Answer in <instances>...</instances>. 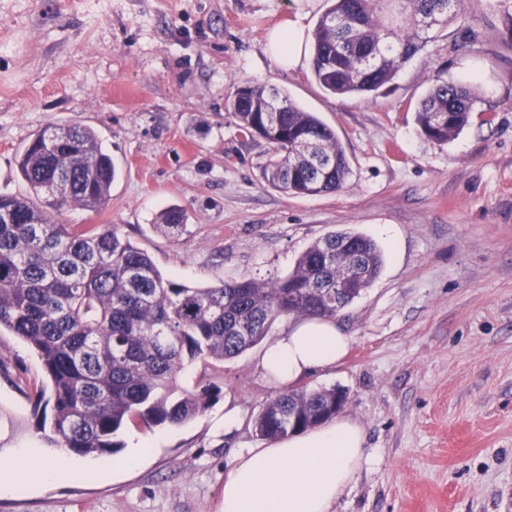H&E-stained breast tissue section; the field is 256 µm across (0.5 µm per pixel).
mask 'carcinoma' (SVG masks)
I'll return each instance as SVG.
<instances>
[{"label": "carcinoma", "instance_id": "1", "mask_svg": "<svg viewBox=\"0 0 512 512\" xmlns=\"http://www.w3.org/2000/svg\"><path fill=\"white\" fill-rule=\"evenodd\" d=\"M463 10V0H332L312 34L311 71L334 97L368 96L391 82L427 42L428 34ZM476 90L434 80L415 104L421 132L438 143L469 123ZM228 110L237 129L278 123L266 137L262 179L293 196L342 189L350 175L335 132L278 89L253 85L248 102L235 91ZM17 167L33 196L0 193L13 210L0 223V329L38 354L51 388V441L82 456L115 453L129 422L180 425L214 397L176 394L177 377L196 360L230 361L260 343L281 318L327 317L358 298L378 277L383 257L369 237L333 232L311 244L288 275L268 281H225L193 288L165 279L147 252L117 224H62L67 209L106 205L116 168L94 129L49 126L25 146ZM68 182L56 196L54 177ZM157 228L170 238L186 232L184 212L164 211ZM357 270L358 287L336 299L323 288ZM336 389H288L253 421L257 435L275 440L305 428L288 425V410H324Z\"/></svg>", "mask_w": 512, "mask_h": 512}]
</instances>
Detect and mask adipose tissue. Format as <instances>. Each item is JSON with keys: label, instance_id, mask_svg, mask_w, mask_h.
<instances>
[{"label": "adipose tissue", "instance_id": "ef3b65f1", "mask_svg": "<svg viewBox=\"0 0 512 512\" xmlns=\"http://www.w3.org/2000/svg\"><path fill=\"white\" fill-rule=\"evenodd\" d=\"M302 14L275 25L265 53L285 70L307 57ZM352 343L333 320L306 318L270 340L258 366L286 387L336 367ZM366 453L361 428L347 418L290 435L266 448H243L224 479L221 512H331Z\"/></svg>", "mask_w": 512, "mask_h": 512}]
</instances>
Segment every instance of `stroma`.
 <instances>
[{"instance_id": "obj_1", "label": "stroma", "mask_w": 512, "mask_h": 512, "mask_svg": "<svg viewBox=\"0 0 512 512\" xmlns=\"http://www.w3.org/2000/svg\"><path fill=\"white\" fill-rule=\"evenodd\" d=\"M329 0H0V191L26 195L16 156L45 127L87 125L118 174L98 210L67 224H116L164 278L191 287L286 276L334 231L371 237L384 263L335 317L351 348L303 380L347 395L344 417L367 459L333 512H512V0H464L378 94L332 98L310 67H279L265 38L296 12L313 33ZM477 42L461 44L466 31ZM478 88L467 127L440 144L414 106L433 76ZM244 82L273 86L330 126L350 166L342 190L291 196L261 177L267 145L244 139L225 107ZM184 209L180 240L157 215ZM392 225L397 245L379 227ZM261 347L213 367L196 361L183 389L218 395L194 419L128 424L152 451L92 477L101 457L71 456L73 474L0 493V512H220L240 448H262L253 420L278 394ZM37 354L0 331V464L35 449L56 458L36 424L45 384ZM239 423L224 431V414Z\"/></svg>"}]
</instances>
